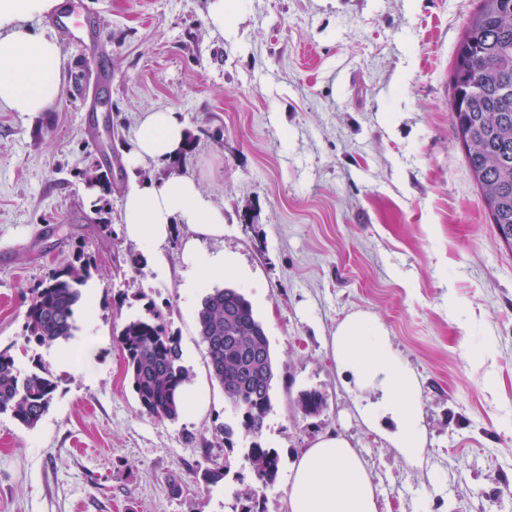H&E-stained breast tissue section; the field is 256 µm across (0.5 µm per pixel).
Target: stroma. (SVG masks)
I'll use <instances>...</instances> for the list:
<instances>
[{"instance_id": "1", "label": "stroma", "mask_w": 512, "mask_h": 512, "mask_svg": "<svg viewBox=\"0 0 512 512\" xmlns=\"http://www.w3.org/2000/svg\"><path fill=\"white\" fill-rule=\"evenodd\" d=\"M106 36L63 50L62 93L47 112L0 109V350L58 378L35 428L0 414V512H229L251 493L225 439L233 414L196 328L212 288L239 289L263 323L275 362L261 441L281 472L264 512H287L291 470L321 436L348 440L380 512H512V252L490 224L452 134L448 75L478 0H239L223 29L208 0H75ZM104 58L112 85L88 68ZM178 112L195 143L166 165L128 171L143 113ZM112 163V191L87 171ZM191 175L224 210L205 251L237 268L201 275L177 226L160 256L122 232L131 184ZM89 257L96 289L75 336L97 369L75 371L62 344L25 341L31 292L51 269ZM162 313L205 407L160 422L140 414L117 335ZM356 312L386 332L415 375L424 446L403 456L361 416L376 392L349 383L332 338ZM325 399L304 415L302 392ZM229 464L207 485L203 457Z\"/></svg>"}]
</instances>
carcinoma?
Here are the masks:
<instances>
[{
	"label": "carcinoma",
	"mask_w": 512,
	"mask_h": 512,
	"mask_svg": "<svg viewBox=\"0 0 512 512\" xmlns=\"http://www.w3.org/2000/svg\"><path fill=\"white\" fill-rule=\"evenodd\" d=\"M452 133L462 145L490 223L512 248V0H480L458 42L450 72ZM91 186L105 196L112 191L108 174L87 173ZM90 260L51 270L32 293L26 310L27 343L50 346L65 341L75 329L81 287L91 277ZM198 336L205 345L208 367L224 390V399L238 416L249 446L244 460L251 476L272 486L280 457L262 445L265 420L273 409V356L263 323L252 304L236 288H212L197 311ZM139 411L158 421H176L180 398L191 382L182 364L180 336L168 330L161 314L133 318L118 335ZM59 387L45 367L23 371L9 350H0V414L32 429L49 411ZM307 416L320 414L324 397L304 391L297 401ZM203 482L215 484L227 475L223 466L204 459L197 464ZM231 512H264L260 498L236 497Z\"/></svg>",
	"instance_id": "obj_1"
}]
</instances>
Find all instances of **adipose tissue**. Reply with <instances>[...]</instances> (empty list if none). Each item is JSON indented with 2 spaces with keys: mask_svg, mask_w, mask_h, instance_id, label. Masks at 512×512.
Masks as SVG:
<instances>
[{
  "mask_svg": "<svg viewBox=\"0 0 512 512\" xmlns=\"http://www.w3.org/2000/svg\"><path fill=\"white\" fill-rule=\"evenodd\" d=\"M60 0H0V109L49 111L61 95L62 49L47 32L33 29ZM186 138L185 126L173 111L144 113L126 161L136 170L145 163L175 160ZM193 233L183 260L200 273L234 269L224 252L206 253L199 243L224 234V211L204 194L194 177L179 175L143 186L132 185L123 200V233L127 240L161 251L175 225ZM336 362L354 382L377 389L378 404L367 406L366 421L379 425L388 417L396 429L390 439L407 456L423 446L417 384L392 352L381 327L363 314L339 325L333 338ZM288 496L289 512H379L374 489L360 458L335 434L321 437L295 463Z\"/></svg>",
  "mask_w": 512,
  "mask_h": 512,
  "instance_id": "ef3b65f1",
  "label": "adipose tissue"
}]
</instances>
